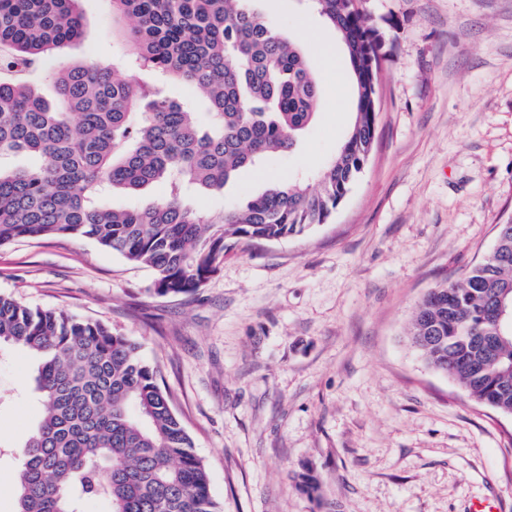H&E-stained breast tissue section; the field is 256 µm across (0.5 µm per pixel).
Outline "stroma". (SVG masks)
<instances>
[{
  "instance_id": "1",
  "label": "stroma",
  "mask_w": 512,
  "mask_h": 512,
  "mask_svg": "<svg viewBox=\"0 0 512 512\" xmlns=\"http://www.w3.org/2000/svg\"><path fill=\"white\" fill-rule=\"evenodd\" d=\"M316 64L323 106L300 144L244 172L206 213L271 178L322 168L351 119L346 58L304 0H260ZM84 35L31 81L108 64L127 45L109 0H81ZM381 40L372 157L331 223L227 252L197 292L158 296L155 271L82 238L0 248V293L61 308L139 346L191 436L221 512H512V415L470 401L404 337L435 285L463 277L512 222V0H366ZM25 349L0 347V512L44 408ZM316 481L303 490L296 474Z\"/></svg>"
}]
</instances>
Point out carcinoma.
<instances>
[{
    "label": "carcinoma",
    "mask_w": 512,
    "mask_h": 512,
    "mask_svg": "<svg viewBox=\"0 0 512 512\" xmlns=\"http://www.w3.org/2000/svg\"><path fill=\"white\" fill-rule=\"evenodd\" d=\"M136 65L190 84L209 121L158 84L116 67L70 64L49 105L28 77L82 35L77 0H0V246L19 239L87 238L154 269L153 292L196 291L224 252L276 242L332 219L372 157L379 113L380 41L365 0H308L344 47L353 117L311 185L275 181L217 214L199 191L221 192L268 155L290 152L313 123L320 86L308 51L281 35L259 0H111ZM169 193L138 208L104 206L114 191L154 184ZM460 280L428 290L405 330L433 370L474 402L512 415V328L486 317L512 299V234L496 237ZM37 361L44 416L22 444L14 512H79L103 498L110 512H218L202 461L139 346L62 309H31L0 295V345Z\"/></svg>",
    "instance_id": "obj_1"
}]
</instances>
